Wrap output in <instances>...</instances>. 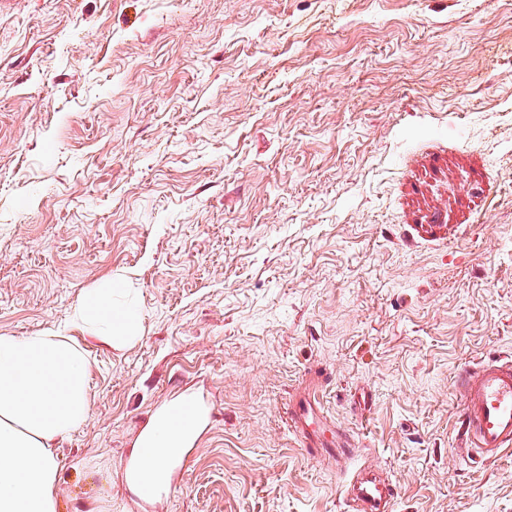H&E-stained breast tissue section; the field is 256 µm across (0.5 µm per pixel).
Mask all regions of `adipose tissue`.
<instances>
[{
    "instance_id": "obj_1",
    "label": "adipose tissue",
    "mask_w": 512,
    "mask_h": 512,
    "mask_svg": "<svg viewBox=\"0 0 512 512\" xmlns=\"http://www.w3.org/2000/svg\"><path fill=\"white\" fill-rule=\"evenodd\" d=\"M115 288L107 279L90 289L74 320L106 340L130 341L138 332L137 315L113 306ZM91 368L68 337L48 332L0 336V512H57L52 444L87 422ZM195 437L171 426L166 411H158L139 440L154 450L144 468L164 476L178 450Z\"/></svg>"
}]
</instances>
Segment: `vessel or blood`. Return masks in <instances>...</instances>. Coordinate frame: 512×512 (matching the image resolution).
I'll use <instances>...</instances> for the list:
<instances>
[{"label": "vessel or blood", "instance_id": "b4317fda", "mask_svg": "<svg viewBox=\"0 0 512 512\" xmlns=\"http://www.w3.org/2000/svg\"><path fill=\"white\" fill-rule=\"evenodd\" d=\"M462 426L476 457L493 459L512 449V360L478 364L461 382ZM294 430L306 450L327 445L315 431L317 412L312 403L296 406L291 414ZM345 493L354 512H392L397 491L381 474L359 467Z\"/></svg>", "mask_w": 512, "mask_h": 512}]
</instances>
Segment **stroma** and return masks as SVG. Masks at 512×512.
<instances>
[{"instance_id":"35a3bbf8","label":"stroma","mask_w":512,"mask_h":512,"mask_svg":"<svg viewBox=\"0 0 512 512\" xmlns=\"http://www.w3.org/2000/svg\"><path fill=\"white\" fill-rule=\"evenodd\" d=\"M124 288L140 336L71 326ZM64 331L90 418L58 512H512L458 375L512 356V0H9L0 10V335ZM352 457L307 455L302 396ZM205 423L154 505L124 481L162 407ZM360 466L345 493L356 512H391L397 491L388 478Z\"/></svg>"}]
</instances>
